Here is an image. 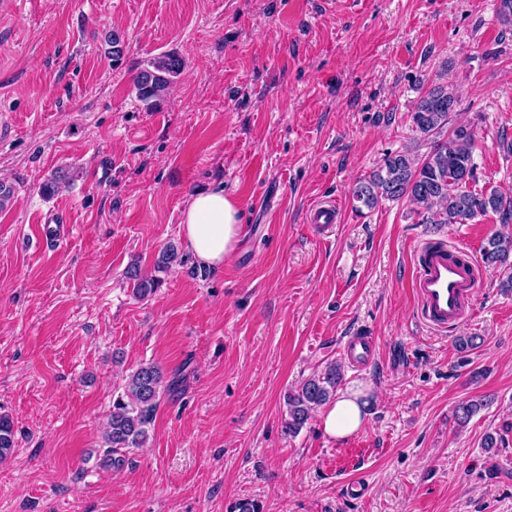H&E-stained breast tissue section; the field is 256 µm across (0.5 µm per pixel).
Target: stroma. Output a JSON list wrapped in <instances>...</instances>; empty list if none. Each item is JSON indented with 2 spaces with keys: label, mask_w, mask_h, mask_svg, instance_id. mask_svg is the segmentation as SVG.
<instances>
[{
  "label": "stroma",
  "mask_w": 512,
  "mask_h": 512,
  "mask_svg": "<svg viewBox=\"0 0 512 512\" xmlns=\"http://www.w3.org/2000/svg\"><path fill=\"white\" fill-rule=\"evenodd\" d=\"M164 53L183 71L149 108L134 79ZM434 85L456 93L450 126L474 133L472 188H512L499 0H0V412L15 432L0 512H512L507 273L483 269L473 317L445 333L410 288L419 247L477 258L499 221L422 224L408 200H352L386 155L429 152L411 114ZM68 166L70 187L43 197ZM203 189L241 214L218 268L181 235ZM322 200L338 209L327 233L307 222ZM49 222L70 227L60 248L37 242ZM168 244L184 262L157 269ZM134 261L160 281L144 298ZM361 331L374 348L358 365L344 344ZM460 336L483 343L462 354ZM333 361L370 403L363 427L335 440L315 413L286 435L288 392ZM148 362L183 385L130 463L101 470L112 395Z\"/></svg>",
  "instance_id": "35a3bbf8"
}]
</instances>
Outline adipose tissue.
Here are the masks:
<instances>
[{
	"mask_svg": "<svg viewBox=\"0 0 512 512\" xmlns=\"http://www.w3.org/2000/svg\"><path fill=\"white\" fill-rule=\"evenodd\" d=\"M240 210L236 201L217 189L191 197L183 212V237L198 260L211 267L223 266L237 248ZM366 409L357 398L340 395L320 414L324 432L343 439L358 431Z\"/></svg>",
	"mask_w": 512,
	"mask_h": 512,
	"instance_id": "adipose-tissue-1",
	"label": "adipose tissue"
}]
</instances>
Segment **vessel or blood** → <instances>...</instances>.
Returning a JSON list of instances; mask_svg holds the SVG:
<instances>
[{
    "label": "vessel or blood",
    "mask_w": 512,
    "mask_h": 512,
    "mask_svg": "<svg viewBox=\"0 0 512 512\" xmlns=\"http://www.w3.org/2000/svg\"><path fill=\"white\" fill-rule=\"evenodd\" d=\"M336 217V205L330 201L314 205L309 214L311 223L326 231L332 229ZM474 266V258L461 249H420L413 288L420 316L429 328L444 332L472 315V300L481 286ZM372 350L371 337L362 333L350 337L345 344L347 357L356 363L366 362Z\"/></svg>",
    "instance_id": "obj_1"
}]
</instances>
